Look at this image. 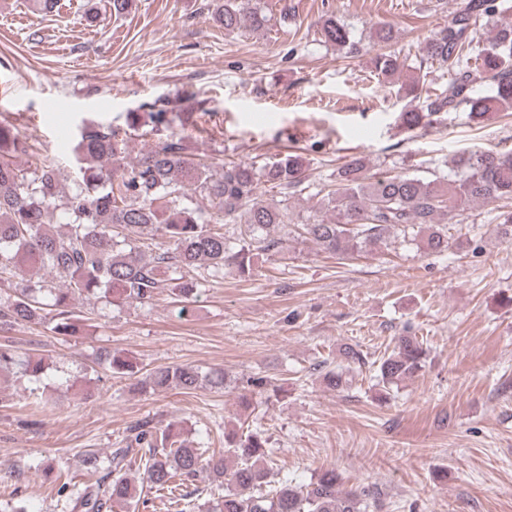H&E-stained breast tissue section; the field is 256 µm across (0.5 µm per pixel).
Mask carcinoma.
Segmentation results:
<instances>
[{
  "label": "carcinoma",
  "instance_id": "carcinoma-1",
  "mask_svg": "<svg viewBox=\"0 0 512 512\" xmlns=\"http://www.w3.org/2000/svg\"><path fill=\"white\" fill-rule=\"evenodd\" d=\"M511 10L512 0H468L446 25L417 44L419 62L446 67L451 78L432 94L424 90L428 72L422 69L400 84L401 126L426 129L461 106L478 125L512 112V22L497 25L484 38L487 22ZM212 15L226 33L261 31L272 20L260 0H213ZM321 34L351 57L359 52L349 28L332 16L322 19ZM473 51L481 60L480 76L492 85L490 95L472 89L473 71L465 57ZM373 64L385 78L401 69L391 53L377 54ZM146 107V113H129L124 128L83 122L74 155L77 180L68 193L60 187L59 168L40 159L13 122L0 120V291H14L12 299L0 303V330L26 323L72 334L78 327L72 309L77 294L109 305L149 303L166 289L187 316L197 291L187 273L203 269L215 277L231 270L254 277L261 258L283 251L278 229L288 224L320 249L343 257L383 252L395 243L441 254L448 250L443 223L454 218L462 223L466 204L512 199V149L463 153L454 160L453 173L428 176H368L365 157L352 156L329 174L320 207L299 221L290 199L310 188L300 155L279 153L258 166L192 154L183 134H160L172 123L166 106L154 102ZM147 125L156 137L143 140L135 160L127 161L128 141ZM19 155L35 162L21 167L15 162ZM263 184L280 188L281 199H264ZM56 214L66 219L67 232L56 230ZM228 224L236 231H225ZM27 265L46 271L60 287L49 288L43 280L13 286L15 271ZM426 359L423 341L404 334L371 367L389 391L419 373ZM103 362L115 377L133 373V361L125 355L107 353ZM14 366L35 381L47 369L42 358L18 359L1 349L0 371ZM324 380L334 390L351 384L337 367ZM224 381L221 370L179 365L155 368L140 385L155 393L192 390L203 383L221 389ZM131 432V444L113 450L107 461L94 451L84 454L88 480L82 487H70L65 472L58 473L57 494L67 496L71 512L136 507L140 498L121 474L133 455L142 482L166 498L168 512H361L366 491H342L334 470L307 485L286 480L271 485L272 451L257 430L225 432L219 458L205 456L206 448L190 445L171 425L145 422ZM203 469L210 473L211 500L200 504L180 486Z\"/></svg>",
  "mask_w": 512,
  "mask_h": 512
}]
</instances>
